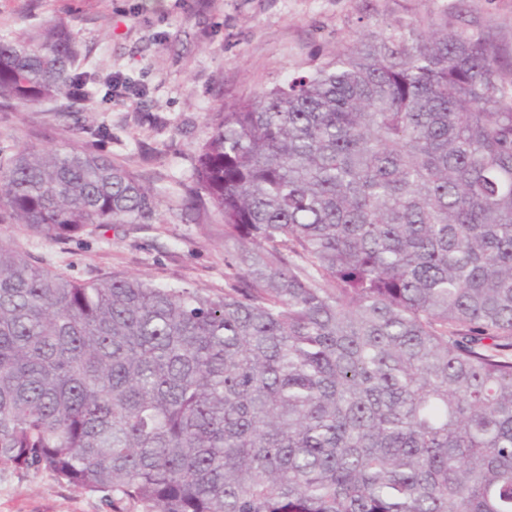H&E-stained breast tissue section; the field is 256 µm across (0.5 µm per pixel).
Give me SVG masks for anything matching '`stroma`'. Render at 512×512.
<instances>
[{"instance_id":"obj_1","label":"stroma","mask_w":512,"mask_h":512,"mask_svg":"<svg viewBox=\"0 0 512 512\" xmlns=\"http://www.w3.org/2000/svg\"><path fill=\"white\" fill-rule=\"evenodd\" d=\"M512 43V0H445ZM432 0H0V34L33 31L48 15L67 23L91 72L136 84L121 97L91 87L81 112L58 103L0 108V141L36 150L79 145L133 172L179 209L195 191L197 147L217 101L251 95L325 61L377 24L407 23ZM44 266L78 279L123 272L157 282L224 289V230L209 213L161 224H116L70 242L0 224ZM0 512H114L100 493L46 470L0 465Z\"/></svg>"}]
</instances>
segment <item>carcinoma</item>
I'll return each instance as SVG.
<instances>
[{"instance_id": "obj_1", "label": "carcinoma", "mask_w": 512, "mask_h": 512, "mask_svg": "<svg viewBox=\"0 0 512 512\" xmlns=\"http://www.w3.org/2000/svg\"><path fill=\"white\" fill-rule=\"evenodd\" d=\"M65 23L0 106L86 99ZM222 293L74 279L0 239V464L138 512H512V48L443 7L211 112ZM155 193L0 146V223L76 239Z\"/></svg>"}]
</instances>
